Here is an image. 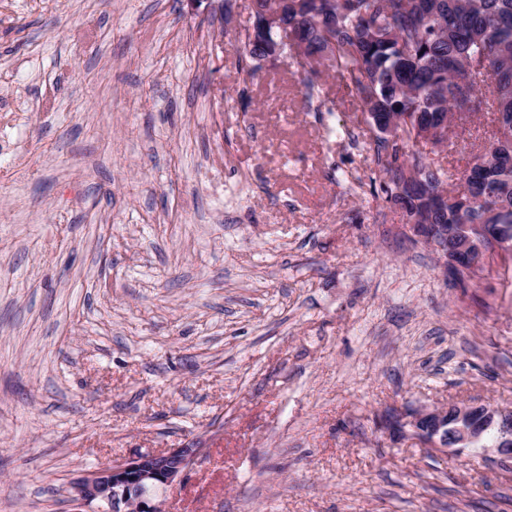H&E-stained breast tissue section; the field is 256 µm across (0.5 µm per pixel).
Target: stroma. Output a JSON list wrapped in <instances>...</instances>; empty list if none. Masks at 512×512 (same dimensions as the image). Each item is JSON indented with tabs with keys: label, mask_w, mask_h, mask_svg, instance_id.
I'll return each mask as SVG.
<instances>
[{
	"label": "stroma",
	"mask_w": 512,
	"mask_h": 512,
	"mask_svg": "<svg viewBox=\"0 0 512 512\" xmlns=\"http://www.w3.org/2000/svg\"><path fill=\"white\" fill-rule=\"evenodd\" d=\"M250 6L0 0V512L187 445L168 512H512V462L378 425L512 406V263L446 275L359 99L244 58Z\"/></svg>",
	"instance_id": "35a3bbf8"
}]
</instances>
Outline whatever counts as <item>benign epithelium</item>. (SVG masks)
<instances>
[{
  "label": "benign epithelium",
  "mask_w": 512,
  "mask_h": 512,
  "mask_svg": "<svg viewBox=\"0 0 512 512\" xmlns=\"http://www.w3.org/2000/svg\"><path fill=\"white\" fill-rule=\"evenodd\" d=\"M283 26L281 10L265 11L253 20L250 32L265 36ZM413 236L439 251L445 269L454 271L465 264L477 266L486 251L507 252L508 238L496 233L492 224H454L448 228V250L438 244V227L409 224ZM499 425L496 451L512 455V408L490 404L458 405L453 415L448 409L433 407L400 412L387 422L417 435L427 444L458 453L475 446L488 425ZM196 446L169 448L158 453H138L88 471L72 481L70 499L73 512H165L168 490L180 483L203 454Z\"/></svg>",
  "instance_id": "7a95c632"
}]
</instances>
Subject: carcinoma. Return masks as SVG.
Here are the masks:
<instances>
[{"label":"carcinoma","instance_id":"carcinoma-1","mask_svg":"<svg viewBox=\"0 0 512 512\" xmlns=\"http://www.w3.org/2000/svg\"><path fill=\"white\" fill-rule=\"evenodd\" d=\"M288 52L311 75L315 56L333 62L336 79L362 100L368 122L394 115L395 134L378 138L390 176L384 188L415 224L475 222L488 212L512 225V0H288ZM502 116L493 139L455 173L410 146L422 131L453 134L460 96Z\"/></svg>","mask_w":512,"mask_h":512}]
</instances>
